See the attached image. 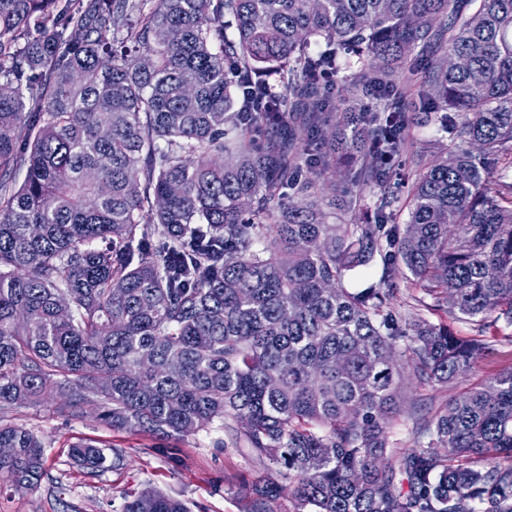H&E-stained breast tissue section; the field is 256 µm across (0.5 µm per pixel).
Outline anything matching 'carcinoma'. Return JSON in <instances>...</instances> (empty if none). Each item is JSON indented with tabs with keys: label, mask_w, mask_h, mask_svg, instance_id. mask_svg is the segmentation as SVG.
Returning a JSON list of instances; mask_svg holds the SVG:
<instances>
[{
	"label": "carcinoma",
	"mask_w": 512,
	"mask_h": 512,
	"mask_svg": "<svg viewBox=\"0 0 512 512\" xmlns=\"http://www.w3.org/2000/svg\"><path fill=\"white\" fill-rule=\"evenodd\" d=\"M511 166L512 0H0V408L216 424L274 465L248 512H512V369L388 431L405 379L512 342ZM0 447L38 483L32 430ZM409 135L415 141L416 148L428 157L438 150L442 139L448 143V134L441 133L432 124L413 126L410 128ZM381 262L379 257L374 261L356 268L350 273L348 278V286L350 288L360 289L364 288L372 282H377L381 274Z\"/></svg>",
	"instance_id": "1"
}]
</instances>
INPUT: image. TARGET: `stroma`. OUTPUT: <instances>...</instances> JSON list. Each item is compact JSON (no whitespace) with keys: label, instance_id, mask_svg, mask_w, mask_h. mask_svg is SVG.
<instances>
[{"label":"stroma","instance_id":"obj_1","mask_svg":"<svg viewBox=\"0 0 512 512\" xmlns=\"http://www.w3.org/2000/svg\"><path fill=\"white\" fill-rule=\"evenodd\" d=\"M512 368V343H490L462 383L416 388L406 380L403 392L418 402L414 417L395 419L389 432L398 448H416L424 440L418 422L458 395L463 386L489 381ZM5 420L33 430L46 446L47 474L31 488L0 492V512H121L128 491L147 486L187 502L191 512H247L253 478L271 468L245 444L232 443L226 431L211 427L167 443L134 430H108L93 413L83 419L50 413L37 405L9 409ZM92 439L122 450L116 468L92 471L71 458L70 447Z\"/></svg>","mask_w":512,"mask_h":512}]
</instances>
